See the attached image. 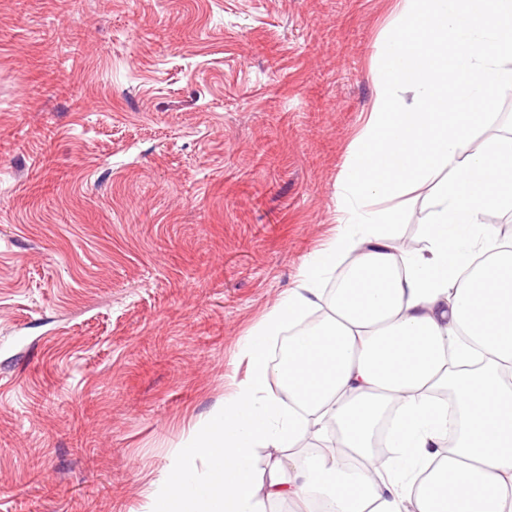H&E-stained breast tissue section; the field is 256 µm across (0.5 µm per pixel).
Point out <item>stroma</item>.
<instances>
[{
    "mask_svg": "<svg viewBox=\"0 0 512 512\" xmlns=\"http://www.w3.org/2000/svg\"><path fill=\"white\" fill-rule=\"evenodd\" d=\"M392 7L0 0V512H144L334 232Z\"/></svg>",
    "mask_w": 512,
    "mask_h": 512,
    "instance_id": "stroma-1",
    "label": "stroma"
}]
</instances>
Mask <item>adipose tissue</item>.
<instances>
[{"label":"adipose tissue","instance_id":"obj_1","mask_svg":"<svg viewBox=\"0 0 512 512\" xmlns=\"http://www.w3.org/2000/svg\"><path fill=\"white\" fill-rule=\"evenodd\" d=\"M376 58L335 234L248 331L245 377L197 424L147 512H262L267 500L512 512V238L492 222L512 201V140L469 146L495 88L512 84V0H395ZM425 183L426 245L395 249V201ZM336 270L324 317L307 322ZM440 390L456 420L431 399ZM259 448L270 451L260 470Z\"/></svg>","mask_w":512,"mask_h":512}]
</instances>
